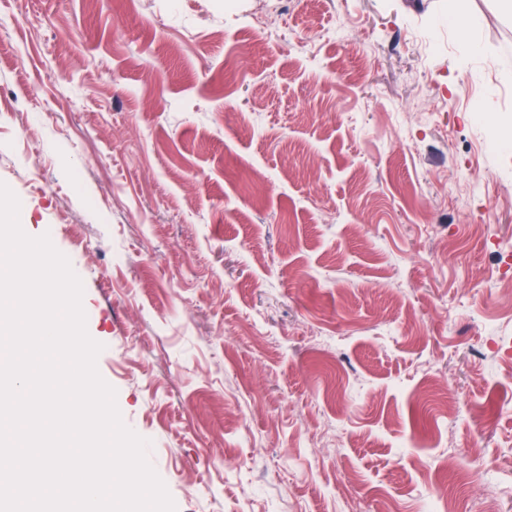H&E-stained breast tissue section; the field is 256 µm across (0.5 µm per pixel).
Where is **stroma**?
I'll list each match as a JSON object with an SVG mask.
<instances>
[{"label":"stroma","instance_id":"35a3bbf8","mask_svg":"<svg viewBox=\"0 0 512 512\" xmlns=\"http://www.w3.org/2000/svg\"><path fill=\"white\" fill-rule=\"evenodd\" d=\"M0 0V182L176 512H512V14Z\"/></svg>","mask_w":512,"mask_h":512}]
</instances>
